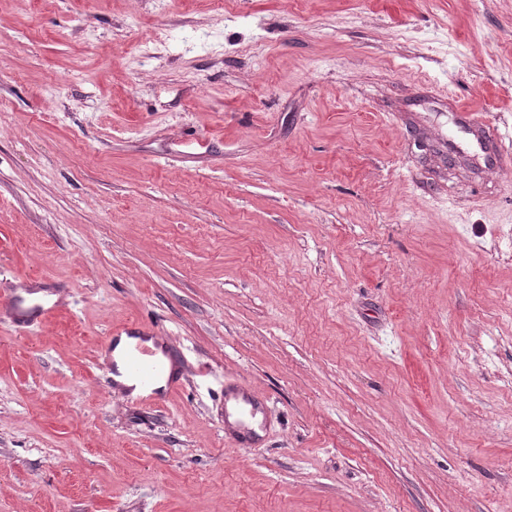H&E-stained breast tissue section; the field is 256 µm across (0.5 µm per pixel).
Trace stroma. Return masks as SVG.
Returning <instances> with one entry per match:
<instances>
[{
	"instance_id": "35a3bbf8",
	"label": "stroma",
	"mask_w": 512,
	"mask_h": 512,
	"mask_svg": "<svg viewBox=\"0 0 512 512\" xmlns=\"http://www.w3.org/2000/svg\"><path fill=\"white\" fill-rule=\"evenodd\" d=\"M460 108L512 151V0H0V300L65 301L0 318V512H512V167ZM460 130L473 136V142L482 150L485 146L487 139L491 142L498 139L497 129L486 121H483L481 116L474 112H461L459 119ZM42 291L39 288H13L8 298L1 303V311H6L8 321L14 328L25 331L34 321L44 320L59 311L58 301L35 300L31 296ZM122 333L137 334L140 342L136 344L133 350L130 351L128 356V372L136 379L142 386L144 392L137 399L143 402L155 400V391L150 390L153 383L166 373V366L162 360L157 358V352L144 345L145 342L153 340L156 345L158 342H163L164 336L161 331L153 326L151 327H124ZM121 333V334H122ZM134 340L122 336L119 341L116 350L114 352L118 374L114 376L117 383L122 384L125 387L136 386L133 394H137L139 391V385L133 380L126 369V353L128 347Z\"/></svg>"
}]
</instances>
